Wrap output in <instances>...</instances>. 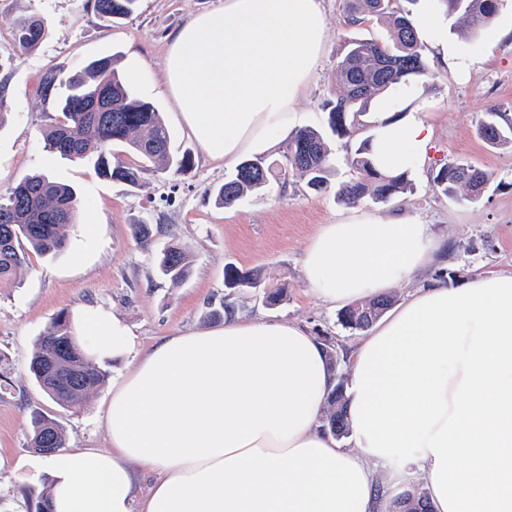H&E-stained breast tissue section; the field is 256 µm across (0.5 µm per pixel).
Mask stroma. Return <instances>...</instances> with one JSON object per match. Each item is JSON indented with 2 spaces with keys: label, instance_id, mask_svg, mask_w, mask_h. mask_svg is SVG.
<instances>
[{
  "label": "stroma",
  "instance_id": "stroma-1",
  "mask_svg": "<svg viewBox=\"0 0 512 512\" xmlns=\"http://www.w3.org/2000/svg\"><path fill=\"white\" fill-rule=\"evenodd\" d=\"M224 0H139L129 18L107 24L90 0H0V48L9 46L18 18L37 14L50 32L39 48L0 71V195L25 175L42 172L72 185L81 200L76 221L66 231L65 247L53 258L31 255L30 269L19 287L0 288V512H38L48 494L47 476L20 480L16 460L29 452L34 412L55 417L74 448L108 445L103 423L112 384L126 372L120 362L101 369L105 383L76 406L53 401L29 373L39 335L61 312L98 305L121 318L142 346L161 337L216 327L209 312L231 299L247 318L264 316L301 325L316 338H328L337 354L353 352L362 333L345 329L338 308L311 292L304 268L305 250L322 225L347 212L335 190L350 177L349 143L332 138L330 188L317 194L304 181L271 180L266 190L217 206L209 191L231 174L223 162L208 158L191 136L163 76L171 35L194 16ZM327 40L320 68L300 103L303 124L321 128L324 99L332 97L336 59L343 35L382 39L383 26L373 21L346 28L342 0H324ZM512 18L497 16L465 46L491 45L481 69L465 77L436 66L424 87L435 103L429 115L433 143L427 157L408 177L412 193L388 204L363 202L364 210L386 216L399 211L431 223L445 259H433L415 278L423 283L439 269L451 273L450 284L491 273H512V144L489 146L477 132L479 117L493 108L512 117V38L501 36ZM111 55L139 98L151 102L172 133L174 149L190 151L194 166L184 175L147 171L137 187L103 180L92 162H74L45 150L41 131L54 115L44 109L38 81L48 68L80 65ZM448 162H467L494 172L480 201L453 202L438 195L432 177ZM151 224L153 237L141 249L130 226ZM171 245L188 248L194 262L188 278L171 286L155 271L153 256ZM233 264L257 275L260 286L229 297L224 267ZM266 288H283L285 299L273 306L262 300Z\"/></svg>",
  "mask_w": 512,
  "mask_h": 512
}]
</instances>
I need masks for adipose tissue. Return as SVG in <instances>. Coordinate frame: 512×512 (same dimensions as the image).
I'll use <instances>...</instances> for the list:
<instances>
[{"mask_svg":"<svg viewBox=\"0 0 512 512\" xmlns=\"http://www.w3.org/2000/svg\"><path fill=\"white\" fill-rule=\"evenodd\" d=\"M426 50L456 74L485 61L448 38L441 0H418ZM323 0H224L173 36L166 85L211 158L236 164L288 137L326 42ZM372 156L414 168L431 107L412 77L371 103ZM421 218L352 210L305 254L312 293L357 302L410 283L439 250ZM94 362L127 360L112 386L110 447L28 454L52 512H377L375 466L420 473L435 512H512V274L420 285L363 339L345 391L351 447L319 417L333 386L320 342L284 320L232 318L149 351L99 306L77 309ZM154 474L138 496L140 474Z\"/></svg>","mask_w":512,"mask_h":512,"instance_id":"ef3b65f1","label":"adipose tissue"}]
</instances>
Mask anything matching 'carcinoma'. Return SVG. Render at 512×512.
<instances>
[{
  "label": "carcinoma",
  "mask_w": 512,
  "mask_h": 512,
  "mask_svg": "<svg viewBox=\"0 0 512 512\" xmlns=\"http://www.w3.org/2000/svg\"><path fill=\"white\" fill-rule=\"evenodd\" d=\"M96 14L111 22L130 17L139 0H91ZM417 0H344V25L354 27L367 20L385 26L387 39L349 38L345 52L336 61L333 97L322 103L330 133L318 129L298 130L284 155L287 170L305 181L307 188L324 193L329 188L331 148L328 135L352 139L358 117L368 103L409 77L430 74L413 23L410 5ZM500 0H441L457 15L460 31L475 37L490 26L499 12ZM45 19L29 15L16 22L10 47L0 51V69L15 58L38 48L48 35ZM110 55L86 61L77 67L59 65L41 78V97L55 122L42 131L44 148L71 161L91 160L106 180L137 186L148 167L184 174L193 167L192 156L173 149L168 127L150 102L136 97L121 79ZM478 134L492 146L512 143V122L496 109L484 112ZM124 145L142 164L112 160V146ZM369 139L347 158L351 178L335 192L338 201L353 205L363 200L386 204L411 191L407 174L388 175L369 157ZM271 166L261 157L242 160L235 173L215 190V202L230 207L249 194L262 192L270 183ZM494 174L458 162L442 166L433 183L435 191L451 201L476 203ZM79 201L75 190L36 173L20 180L7 197H0V286L17 287L30 264L29 252L54 256L64 247L66 229L75 223ZM191 252L169 246L156 256L159 275L173 286L188 276ZM258 278L233 264L224 266V288L235 294L255 288ZM392 305L389 295L358 302L340 315L342 326L352 331L370 328ZM72 319L59 314L40 335L29 363V372L53 400L69 405L82 401L100 388L105 375L78 346ZM322 427L338 438L349 434L344 384L328 394ZM29 447L64 448L66 434L52 417H34ZM386 512H432L427 494L407 491L394 498Z\"/></svg>",
  "instance_id": "obj_1"
}]
</instances>
